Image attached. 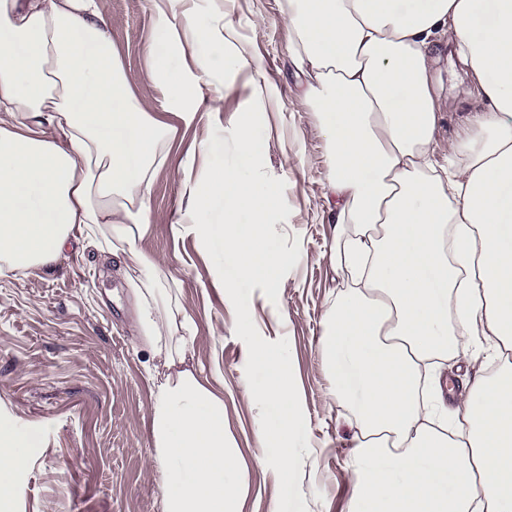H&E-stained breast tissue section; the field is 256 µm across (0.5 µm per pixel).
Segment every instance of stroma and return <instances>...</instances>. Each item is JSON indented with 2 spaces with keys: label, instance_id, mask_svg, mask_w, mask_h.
Returning <instances> with one entry per match:
<instances>
[{
  "label": "stroma",
  "instance_id": "35a3bbf8",
  "mask_svg": "<svg viewBox=\"0 0 512 512\" xmlns=\"http://www.w3.org/2000/svg\"><path fill=\"white\" fill-rule=\"evenodd\" d=\"M128 79L153 114L178 126L167 164L155 176L152 218L141 247L161 257L175 280L176 320L196 374L224 400L226 442L243 461L239 512H347L354 483L347 452L354 428L347 405L329 395L319 339L328 302L341 288L331 269L332 226L324 200L329 148L313 112H295L297 78L290 34L282 22V0H197L200 15L221 8L237 31L239 45L255 57L262 78L278 98L251 114L261 146L260 166L280 197L271 234L279 249L297 254L284 268L288 286L268 294L259 283L237 286L248 306L253 332L284 345L288 369L300 397L301 462L290 484L259 466V429L270 415L252 396L263 384L261 369L243 365L238 311L224 301L209 273L211 265L232 271L230 254L204 249L194 234L175 235L182 218L183 167L188 147L211 138L215 150L196 157L193 177L216 162L237 163L233 126L246 92L219 90L211 67L224 62V45H185L171 68L193 70L201 99L195 122L182 128L166 90L154 77L162 40L156 0H98ZM439 92L438 148L461 131L476 106V91L451 46L433 45ZM221 105H214L215 95ZM167 369L163 355L137 336L134 297L126 277L94 249L71 245L52 270H30L0 278V422L18 437L33 438L25 466L11 478L0 512H162V480L152 465L150 407L154 383Z\"/></svg>",
  "mask_w": 512,
  "mask_h": 512
}]
</instances>
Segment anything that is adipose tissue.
Instances as JSON below:
<instances>
[{
  "mask_svg": "<svg viewBox=\"0 0 512 512\" xmlns=\"http://www.w3.org/2000/svg\"><path fill=\"white\" fill-rule=\"evenodd\" d=\"M168 2L195 42H223L224 75L245 77L250 104L275 93L234 44L232 22ZM283 17L306 78L292 105L316 112L330 148V261L351 282L328 304L321 338L331 397L360 392L348 512H512V0H285ZM440 38L482 96L441 163L430 55ZM164 44L155 73L188 126L195 80L166 64L182 48L178 30ZM174 135L131 93L97 0H0V278L52 267L77 236L131 259L139 334L168 367L151 406L163 512H237L240 464L226 446L224 400L186 369L171 286L139 247ZM185 191L174 232L233 256L232 273L211 271L226 303L239 306L240 281L283 291L281 270L295 257L269 235L272 181L219 165ZM238 328L246 366L266 371L252 395L278 411L260 431L274 454L257 461L285 483L299 461L288 353L250 336L249 315ZM479 336L494 373L478 363ZM448 360L475 371L451 412L438 374Z\"/></svg>",
  "mask_w": 512,
  "mask_h": 512,
  "instance_id": "obj_1",
  "label": "adipose tissue"
}]
</instances>
